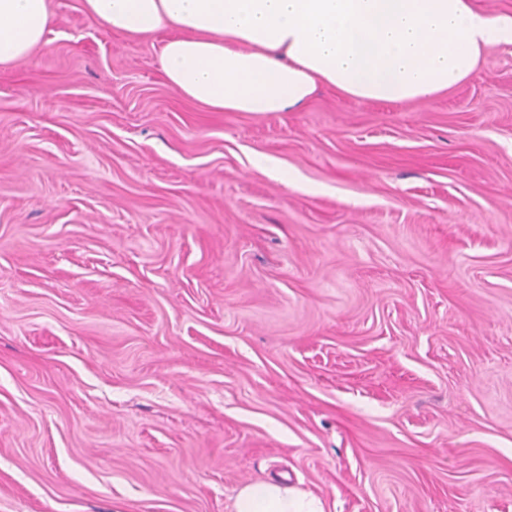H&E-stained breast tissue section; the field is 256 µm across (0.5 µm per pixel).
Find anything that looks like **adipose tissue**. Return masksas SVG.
Listing matches in <instances>:
<instances>
[{
	"instance_id": "1",
	"label": "adipose tissue",
	"mask_w": 512,
	"mask_h": 512,
	"mask_svg": "<svg viewBox=\"0 0 512 512\" xmlns=\"http://www.w3.org/2000/svg\"><path fill=\"white\" fill-rule=\"evenodd\" d=\"M105 31L166 33L168 84L218 112L304 105L321 87L360 101H417L477 72L486 48L512 45V16L474 0H82ZM48 0H0V66L44 44ZM234 512H325L285 483L242 487Z\"/></svg>"
}]
</instances>
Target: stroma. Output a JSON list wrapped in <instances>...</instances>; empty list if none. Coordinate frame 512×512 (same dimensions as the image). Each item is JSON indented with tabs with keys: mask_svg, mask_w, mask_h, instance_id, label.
<instances>
[{
	"mask_svg": "<svg viewBox=\"0 0 512 512\" xmlns=\"http://www.w3.org/2000/svg\"><path fill=\"white\" fill-rule=\"evenodd\" d=\"M0 67V512H512V45L426 101L210 112L51 0ZM233 508V512H326L323 500L313 492L266 481L242 487Z\"/></svg>",
	"mask_w": 512,
	"mask_h": 512,
	"instance_id": "1",
	"label": "stroma"
}]
</instances>
